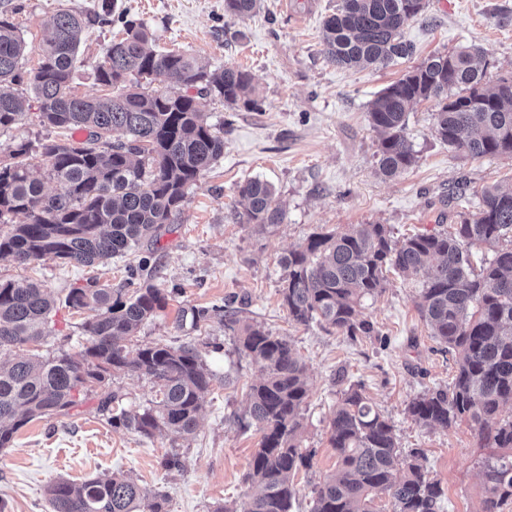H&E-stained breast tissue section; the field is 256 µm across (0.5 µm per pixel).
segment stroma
<instances>
[{
  "label": "stroma",
  "instance_id": "1",
  "mask_svg": "<svg viewBox=\"0 0 512 512\" xmlns=\"http://www.w3.org/2000/svg\"><path fill=\"white\" fill-rule=\"evenodd\" d=\"M99 2L0 0V10H12L30 46L25 70L37 68V49L53 16L82 12L92 21L82 35L72 87L79 96L97 92L95 70L121 30L120 24L94 19ZM338 2L263 0L259 14L240 19L225 15L224 0H116L118 9L145 20L156 49L191 53L214 69L249 71L257 107L232 108L213 95L200 98L210 123L224 128V154L189 190L176 223L139 254L104 267L0 262V278L38 281L58 299L51 322L56 343L36 349L44 356L56 345L78 350L83 341L84 314L61 304L70 285L93 276L122 287L127 263L147 258L153 283L172 297L129 349L195 343L214 379L188 442L173 443L164 432L147 439L108 423L97 409L105 393L118 392L121 407L129 410L156 398L148 377L128 373L96 388L72 416L31 421L12 447L0 451L5 512H50L45 489L52 481L117 472L165 494L168 512H212L225 502L242 503L261 434L240 428L236 416L258 370L218 321L195 330L177 321L180 309L227 301L242 318L290 340L307 368L302 446L313 458L294 478L292 512H311L315 487L335 469L327 420L341 390L357 383L394 423L401 450H422L424 468L444 492L440 512H482L484 465L499 449L482 439L470 419L446 429L426 428L405 411L412 398L448 387L456 374L454 352L432 338L415 307V282L389 275L385 291L364 302L362 316L373 322V336L350 338L314 323L294 324L282 304L280 259L312 233L353 224L386 225L397 239L447 230L457 212L476 207L478 190L496 182L512 187V156L472 157L436 138L432 101L408 114L405 135L416 154L414 166L390 180L376 174L377 135L367 120L368 105L407 66L349 69L329 62L322 52V23ZM404 36L416 48L414 63L474 45L483 51L487 84L512 74V0H427L423 16L409 23ZM255 177L273 185L284 211L282 223L262 233L237 217L242 209L237 188ZM174 447L183 467L168 473L160 459Z\"/></svg>",
  "mask_w": 512,
  "mask_h": 512
}]
</instances>
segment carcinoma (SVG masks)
<instances>
[{
	"instance_id": "obj_1",
	"label": "carcinoma",
	"mask_w": 512,
	"mask_h": 512,
	"mask_svg": "<svg viewBox=\"0 0 512 512\" xmlns=\"http://www.w3.org/2000/svg\"><path fill=\"white\" fill-rule=\"evenodd\" d=\"M425 7V0H340L323 21L324 53L347 68L408 60L415 48L404 29ZM259 9V0H224L231 17H251ZM87 20L67 10L55 15L30 78L40 123L56 129L57 137L20 141L0 154V224L10 225L0 231V260L105 266L136 251L176 222L189 188L224 155L221 130L204 118L198 98L213 94L229 107H256L248 71L210 70L190 54L151 49L147 24L125 16L122 37L96 68V82L117 93L76 96L71 81ZM27 49L12 15L0 11V133L29 110L26 98L13 91L25 81L21 60ZM478 57L471 47L432 55L376 95L368 120L379 135L377 174L392 178L413 167L407 113L431 99L438 105L434 133L441 142L477 157L512 156V77L485 86ZM155 81L171 86L145 90L143 83ZM74 130L86 131L87 138L74 140ZM116 130L128 139L112 141ZM33 152L47 158V177L34 172ZM47 179L55 191H46ZM238 193L246 201L240 223L265 229L282 222L284 212L268 182L249 179ZM17 215L24 221L13 223ZM508 238L512 188L497 185L483 188L476 210L457 213L449 233H416L398 241L383 224L315 232L282 258L283 304L298 325L316 321L329 332L370 336L375 328L361 317V308L383 292L386 273L423 278L418 313L431 336L458 355L457 373L450 387L413 398L406 413L426 427L448 428L467 417L493 447L512 449V419L500 417L501 408L512 403V247L496 250L478 271L468 251ZM130 284V291L114 290L89 278L68 288L65 307L89 313L81 324L86 344L77 353L59 348L41 359L30 345L53 336L55 299L38 282L0 279V350H18L0 362V450L12 447L17 432L35 419L71 415L118 372L150 378L159 401L112 414V426L145 438L159 431L175 441L194 435L213 374L192 344L128 351L127 341L169 301L148 278L133 272ZM213 319L233 333L240 353L260 371L245 412L237 416L262 433L245 477L250 491L242 512H291L293 478L311 461L301 446L305 366L288 341L233 310L190 307L180 314L193 328ZM328 434L336 469L316 489L311 512H378L375 500L383 497L392 512H439L442 489L417 463L421 452L410 453L404 474L398 473L395 425L361 385L343 391ZM483 476L484 512H499L512 501V459L485 464ZM47 497L51 512H167L163 495L124 473L80 483L59 480L48 486Z\"/></svg>"
}]
</instances>
